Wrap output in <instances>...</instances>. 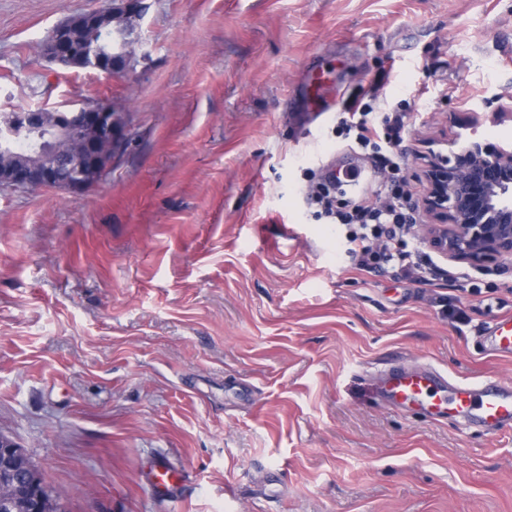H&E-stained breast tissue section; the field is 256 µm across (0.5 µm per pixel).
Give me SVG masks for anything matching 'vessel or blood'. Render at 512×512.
I'll return each instance as SVG.
<instances>
[{
    "label": "vessel or blood",
    "instance_id": "1",
    "mask_svg": "<svg viewBox=\"0 0 512 512\" xmlns=\"http://www.w3.org/2000/svg\"><path fill=\"white\" fill-rule=\"evenodd\" d=\"M308 106L312 116L328 109L329 90L316 67L304 75ZM494 351L512 353V317L493 319L484 328ZM378 394L389 409L417 411L435 423L458 420L469 429L488 434L512 429V383L493 377L469 380L449 377L447 372L427 363L421 366L388 362L378 369ZM178 473L166 459H157L150 471L149 482L156 492L175 485Z\"/></svg>",
    "mask_w": 512,
    "mask_h": 512
}]
</instances>
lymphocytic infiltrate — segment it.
<instances>
[{
	"instance_id": "f902f5d3",
	"label": "lymphocytic infiltrate",
	"mask_w": 512,
	"mask_h": 512,
	"mask_svg": "<svg viewBox=\"0 0 512 512\" xmlns=\"http://www.w3.org/2000/svg\"><path fill=\"white\" fill-rule=\"evenodd\" d=\"M378 99L377 84L361 88L345 104L336 132L371 156L386 180L352 195L336 176L309 186L306 199L315 205L316 218L345 227L347 252L358 270L370 273L389 266L420 281L436 264L405 227L410 193L401 144L408 133L407 115L396 109L377 115Z\"/></svg>"
}]
</instances>
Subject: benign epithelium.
<instances>
[{
  "mask_svg": "<svg viewBox=\"0 0 512 512\" xmlns=\"http://www.w3.org/2000/svg\"><path fill=\"white\" fill-rule=\"evenodd\" d=\"M122 17L139 20L143 0H118ZM112 14V7L81 11L57 24L42 46L49 61L123 76L141 46L137 28L119 29L112 42L106 32L99 44L73 42V32ZM49 137L54 151L29 167L0 171V186L14 190L59 188L80 195L104 176L127 144L124 125L103 104H71ZM426 192L413 208L424 216H409L408 226L442 256L477 269L484 263L512 257V144L491 145L473 140L459 153L423 165ZM31 465L18 445L0 435V501L14 512H47L43 491L31 481Z\"/></svg>",
  "mask_w": 512,
  "mask_h": 512,
  "instance_id": "7a95c632",
  "label": "benign epithelium"
}]
</instances>
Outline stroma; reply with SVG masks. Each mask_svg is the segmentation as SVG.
Wrapping results in <instances>:
<instances>
[{"mask_svg": "<svg viewBox=\"0 0 512 512\" xmlns=\"http://www.w3.org/2000/svg\"><path fill=\"white\" fill-rule=\"evenodd\" d=\"M102 2L0 0V112L105 103L128 138L80 196L0 188V434L66 512H512V431L390 410L374 379L399 352L512 381L482 334L512 261L355 269L303 190L369 161L300 96L312 62L340 107L379 83L420 199V153L512 140L472 111L512 104V0H145L125 76L41 58ZM159 454L184 488L150 491Z\"/></svg>", "mask_w": 512, "mask_h": 512, "instance_id": "obj_1", "label": "stroma"}]
</instances>
